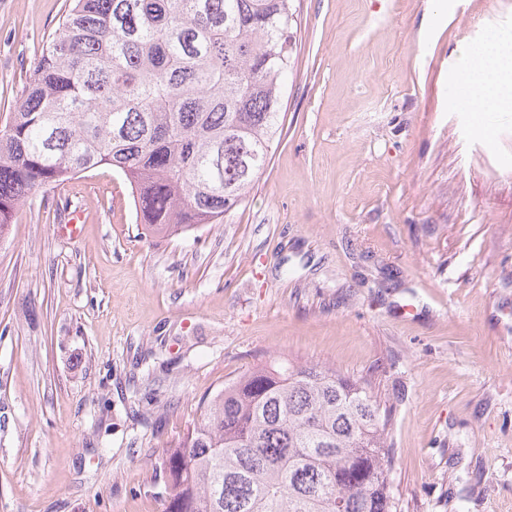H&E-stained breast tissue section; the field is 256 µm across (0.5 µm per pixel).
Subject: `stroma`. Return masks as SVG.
I'll return each instance as SVG.
<instances>
[{"label":"stroma","mask_w":512,"mask_h":512,"mask_svg":"<svg viewBox=\"0 0 512 512\" xmlns=\"http://www.w3.org/2000/svg\"><path fill=\"white\" fill-rule=\"evenodd\" d=\"M64 5L0 0L1 118ZM295 6L281 135L223 223L145 237L102 166L0 238V512H164V449L279 358L372 386L396 512H512V106L457 104L512 0Z\"/></svg>","instance_id":"obj_1"}]
</instances>
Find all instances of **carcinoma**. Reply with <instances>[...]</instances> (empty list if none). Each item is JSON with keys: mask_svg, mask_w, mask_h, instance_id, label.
I'll use <instances>...</instances> for the list:
<instances>
[{"mask_svg": "<svg viewBox=\"0 0 512 512\" xmlns=\"http://www.w3.org/2000/svg\"><path fill=\"white\" fill-rule=\"evenodd\" d=\"M292 2L69 0L0 125V232L35 190L103 165L146 237L222 223L280 135ZM388 426L328 365H260L164 449L165 512H393Z\"/></svg>", "mask_w": 512, "mask_h": 512, "instance_id": "carcinoma-1", "label": "carcinoma"}]
</instances>
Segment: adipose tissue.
Listing matches in <instances>:
<instances>
[{
	"instance_id": "1",
	"label": "adipose tissue",
	"mask_w": 512,
	"mask_h": 512,
	"mask_svg": "<svg viewBox=\"0 0 512 512\" xmlns=\"http://www.w3.org/2000/svg\"><path fill=\"white\" fill-rule=\"evenodd\" d=\"M512 44L511 32L493 34L490 40L477 50L483 61L480 72L466 74L461 80V95L464 105L482 118L499 111L505 95L512 92L503 77L501 50Z\"/></svg>"
}]
</instances>
